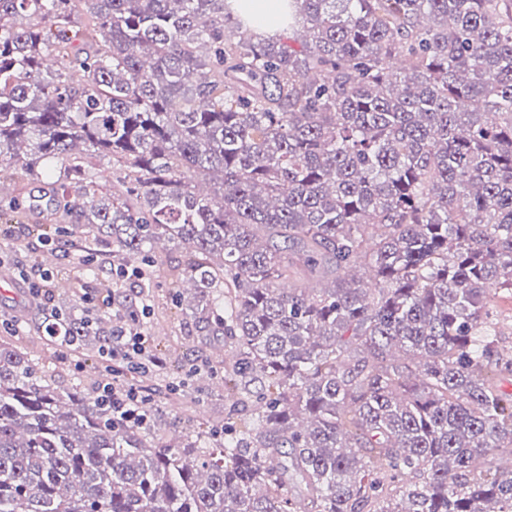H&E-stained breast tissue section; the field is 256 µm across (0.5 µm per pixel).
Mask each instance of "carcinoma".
Masks as SVG:
<instances>
[{
	"instance_id": "obj_1",
	"label": "carcinoma",
	"mask_w": 512,
	"mask_h": 512,
	"mask_svg": "<svg viewBox=\"0 0 512 512\" xmlns=\"http://www.w3.org/2000/svg\"><path fill=\"white\" fill-rule=\"evenodd\" d=\"M0 0V174L59 162V232L153 277L232 346L227 437L112 413V319L56 311L104 370L63 387L0 336V512H512V398L489 290L512 292V0ZM112 159L121 188L88 178ZM365 264L363 284L349 271ZM332 277L283 288L291 269ZM403 351L408 364L392 361ZM239 2L251 4L254 11V29L257 33L276 35L286 31L284 28L279 30L282 28L283 18L278 4H280L282 0H241ZM273 31L276 32L269 33Z\"/></svg>"
}]
</instances>
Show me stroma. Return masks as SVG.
<instances>
[{"mask_svg": "<svg viewBox=\"0 0 512 512\" xmlns=\"http://www.w3.org/2000/svg\"><path fill=\"white\" fill-rule=\"evenodd\" d=\"M65 222L63 214L32 210L17 211L7 220L0 218V258L5 261L1 271L12 277L17 271L49 264L70 285L66 291L53 290L47 300L33 298L24 287L0 289V321L14 320L18 346L42 359L62 386L89 380V370L96 361L92 354L81 355L51 344L39 325L45 312L56 307L91 308V299L99 288L83 262V251L42 238L41 227ZM185 261L184 250L169 242L155 254L148 315L141 330L152 353L165 359L166 366L147 377L133 373L128 376L136 386H155L151 404L164 412L160 433L167 439L193 420L223 426L224 414L234 400L222 385L224 365L232 360L230 348L225 347L222 337L209 336L193 319L184 318L177 300L170 271Z\"/></svg>", "mask_w": 512, "mask_h": 512, "instance_id": "35a3bbf8", "label": "stroma"}]
</instances>
